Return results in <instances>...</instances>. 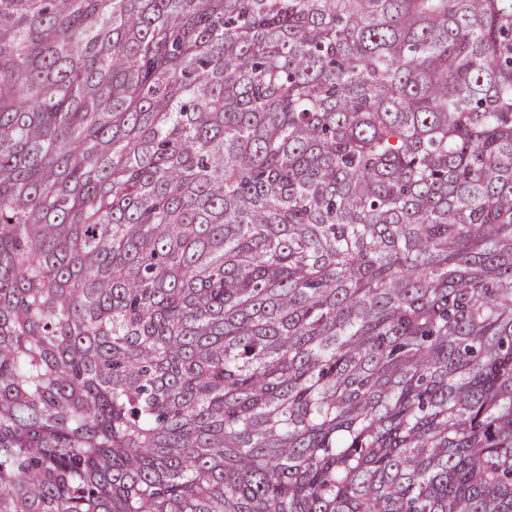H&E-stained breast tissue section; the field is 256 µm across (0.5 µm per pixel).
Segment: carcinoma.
<instances>
[{
	"label": "carcinoma",
	"instance_id": "obj_1",
	"mask_svg": "<svg viewBox=\"0 0 512 512\" xmlns=\"http://www.w3.org/2000/svg\"><path fill=\"white\" fill-rule=\"evenodd\" d=\"M0 512H512V0H0Z\"/></svg>",
	"mask_w": 512,
	"mask_h": 512
}]
</instances>
